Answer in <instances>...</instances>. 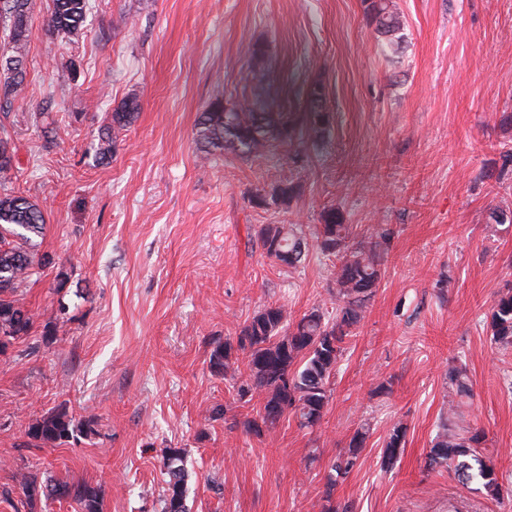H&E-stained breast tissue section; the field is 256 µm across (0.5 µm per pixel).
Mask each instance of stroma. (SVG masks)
Segmentation results:
<instances>
[{
    "instance_id": "35a3bbf8",
    "label": "stroma",
    "mask_w": 512,
    "mask_h": 512,
    "mask_svg": "<svg viewBox=\"0 0 512 512\" xmlns=\"http://www.w3.org/2000/svg\"><path fill=\"white\" fill-rule=\"evenodd\" d=\"M22 91L0 97L15 146L8 188L45 212L34 250L52 256L18 296L33 327L0 354V512L18 475L88 482L101 512H161L162 457L183 451L189 512H512V349L490 314L512 289V0H388L404 51L383 52L367 0H90L74 36L49 33L37 0ZM264 49L254 61L253 45ZM264 84L248 79L254 65ZM321 85L314 134L308 93ZM137 98L107 160L110 115ZM299 118L291 145L260 157L204 154L197 116L215 99ZM288 206L251 198L283 181ZM339 212L366 238L391 237L381 279L345 343L316 426L293 416L255 433L212 417L242 409L209 362L267 305L289 319L333 307L334 257L295 269L251 247L264 224ZM465 364L471 393L446 374ZM485 433L502 496L459 486L425 457L449 403ZM91 433L27 447L59 405ZM407 427L380 464L394 422ZM368 428L359 461L326 495L330 463ZM405 437L406 426L401 422L395 423L390 429L385 441V450L382 459L384 468H391L403 454L406 444Z\"/></svg>"
}]
</instances>
